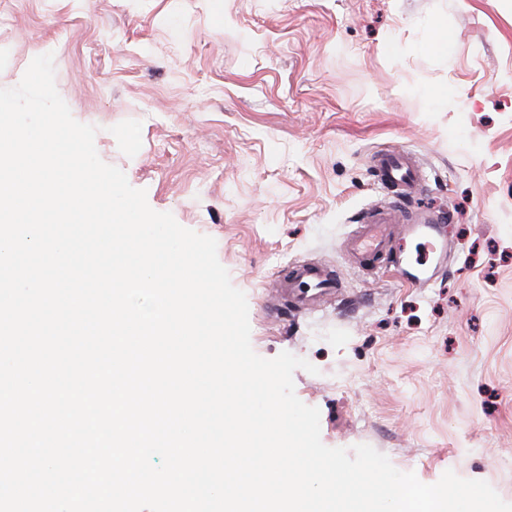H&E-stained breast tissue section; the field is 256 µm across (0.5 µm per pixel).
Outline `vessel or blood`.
<instances>
[{
    "mask_svg": "<svg viewBox=\"0 0 512 512\" xmlns=\"http://www.w3.org/2000/svg\"><path fill=\"white\" fill-rule=\"evenodd\" d=\"M373 167L383 187L392 189L387 206L369 210L353 234L349 249L362 260L374 262L376 270H397L404 257L399 236L423 239L427 251L443 256L445 244L438 236L430 215H404L408 202L426 185V174L416 157L406 149L387 148L372 158ZM281 298L296 312L315 310L323 295L334 293L339 282L330 266L298 260L287 267L278 279Z\"/></svg>",
    "mask_w": 512,
    "mask_h": 512,
    "instance_id": "b4317fda",
    "label": "vessel or blood"
}]
</instances>
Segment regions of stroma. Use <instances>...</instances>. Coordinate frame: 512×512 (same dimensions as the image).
I'll use <instances>...</instances> for the list:
<instances>
[{
  "instance_id": "35a3bbf8",
  "label": "stroma",
  "mask_w": 512,
  "mask_h": 512,
  "mask_svg": "<svg viewBox=\"0 0 512 512\" xmlns=\"http://www.w3.org/2000/svg\"><path fill=\"white\" fill-rule=\"evenodd\" d=\"M435 23L448 55L428 48ZM49 52L102 161L216 240L253 350L317 367L293 381L324 445L512 503V0H0V88ZM388 146L420 155L418 205L446 216L447 268L425 288L345 250L388 199L370 161ZM299 259L340 291L270 315Z\"/></svg>"
}]
</instances>
